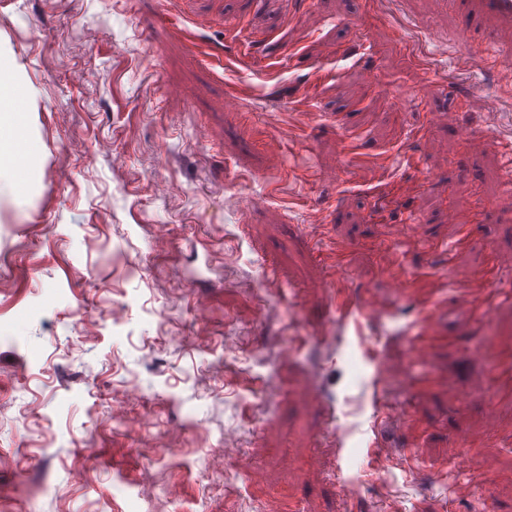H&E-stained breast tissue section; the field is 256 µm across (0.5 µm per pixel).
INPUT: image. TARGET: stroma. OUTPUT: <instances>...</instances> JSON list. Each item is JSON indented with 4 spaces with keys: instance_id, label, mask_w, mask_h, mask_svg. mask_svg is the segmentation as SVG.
<instances>
[{
    "instance_id": "stroma-1",
    "label": "stroma",
    "mask_w": 512,
    "mask_h": 512,
    "mask_svg": "<svg viewBox=\"0 0 512 512\" xmlns=\"http://www.w3.org/2000/svg\"><path fill=\"white\" fill-rule=\"evenodd\" d=\"M200 15L214 24L192 44L180 30ZM228 21L268 69L212 58L233 52ZM509 48L458 0L0 9V171L17 175L0 190V512H270L283 494L299 512H512V400L493 378L512 300L488 318L451 300L423 323L417 292L392 288L447 247L450 289H512L506 156L448 120L512 98ZM327 70L307 118L290 95ZM236 84L255 94L234 109ZM452 207L482 211L463 251ZM320 234L345 266L329 271ZM419 333L442 343L415 360ZM128 384L142 401L119 424ZM228 433L241 453L221 467ZM452 446L482 476L462 495L426 479Z\"/></svg>"
}]
</instances>
